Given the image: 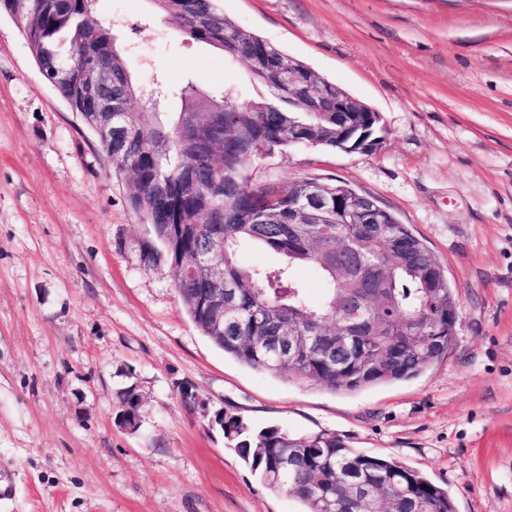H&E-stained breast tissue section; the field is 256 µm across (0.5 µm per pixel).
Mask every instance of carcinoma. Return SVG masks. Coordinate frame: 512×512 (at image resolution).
<instances>
[{
  "mask_svg": "<svg viewBox=\"0 0 512 512\" xmlns=\"http://www.w3.org/2000/svg\"><path fill=\"white\" fill-rule=\"evenodd\" d=\"M96 2L52 0L41 7L30 0L23 7L18 0H0V13L24 8L20 25L44 73L62 67L77 77L97 65L110 75L112 101L125 112L132 133L129 149L112 158V171L129 177L130 207L151 225L168 260L191 259L200 250L224 260V287H211L210 295L238 289L235 299L224 300L219 321L216 305L201 310L197 283L178 280L180 300L201 331L224 354L252 368L331 391L408 380L439 360L449 340L436 334L437 326L456 298L433 253L406 225L377 209L378 223L369 235L364 225L338 224L334 215L308 233L292 235L290 207L299 182L252 186L244 176L257 158L292 142L305 144L311 135L314 147L336 149V113L310 111L302 95L284 107L288 63L309 66L241 30L219 0H152L190 40L243 60L254 79L274 90L265 100L245 103L188 78L173 91L180 110L164 121L157 108L165 88L137 83L112 23L95 18ZM341 238L361 253L362 263L351 270L350 255L336 247ZM383 242L401 249H383ZM243 246L271 249L283 265L245 267L238 259ZM303 264L324 283L318 302L293 277V268ZM354 307L370 319L355 335L347 325ZM279 317L336 346L334 357H281L266 341ZM143 407L136 387H126L117 394L116 420ZM200 407L250 471L297 499L301 512H357L349 487L353 478L383 512H455L446 488L393 457L361 453L332 433L298 436L275 425L255 429L230 410L211 413L206 402Z\"/></svg>",
  "mask_w": 512,
  "mask_h": 512,
  "instance_id": "obj_1",
  "label": "carcinoma"
}]
</instances>
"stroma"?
I'll list each match as a JSON object with an SVG mask.
<instances>
[{
  "instance_id": "stroma-1",
  "label": "stroma",
  "mask_w": 512,
  "mask_h": 512,
  "mask_svg": "<svg viewBox=\"0 0 512 512\" xmlns=\"http://www.w3.org/2000/svg\"><path fill=\"white\" fill-rule=\"evenodd\" d=\"M239 28L381 115L373 154L292 146L251 183L348 184L406 224L448 274L451 345L415 378L332 392L224 355L189 317L149 224L79 116L0 14V512H300L219 429L325 430L447 488L456 512H512V0H220ZM142 83L195 77L243 102L245 62L187 39L148 0H98ZM136 386L139 429L115 420ZM117 400V413L115 418L118 424L125 414L131 419L133 412H138L142 417L144 399L135 386L131 385L119 391Z\"/></svg>"
}]
</instances>
